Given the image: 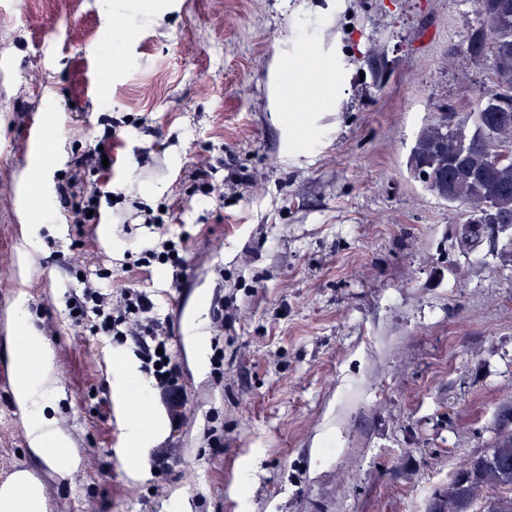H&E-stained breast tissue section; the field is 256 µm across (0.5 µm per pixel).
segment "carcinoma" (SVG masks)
Here are the masks:
<instances>
[{
    "instance_id": "1",
    "label": "carcinoma",
    "mask_w": 512,
    "mask_h": 512,
    "mask_svg": "<svg viewBox=\"0 0 512 512\" xmlns=\"http://www.w3.org/2000/svg\"><path fill=\"white\" fill-rule=\"evenodd\" d=\"M494 57V86L464 122L453 116L418 131L429 147L418 161L448 182L443 201L463 210L464 222L490 213L512 224V0H476ZM433 512H512V408L499 412L488 448L462 461L435 499Z\"/></svg>"
}]
</instances>
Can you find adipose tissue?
Returning <instances> with one entry per match:
<instances>
[{"mask_svg":"<svg viewBox=\"0 0 512 512\" xmlns=\"http://www.w3.org/2000/svg\"><path fill=\"white\" fill-rule=\"evenodd\" d=\"M347 78L344 65L334 57L324 56L314 43H303L301 57H290L279 63L277 109L284 113L297 145L304 148L313 141L310 126L305 121L306 113L334 110ZM19 362L22 371L16 390L19 404L29 418L34 450L47 462L64 460L68 456L67 449L49 447L46 423L41 415L43 399L53 383L50 353L42 351L39 369L34 373L28 369V353H21Z\"/></svg>","mask_w":512,"mask_h":512,"instance_id":"1","label":"adipose tissue"}]
</instances>
